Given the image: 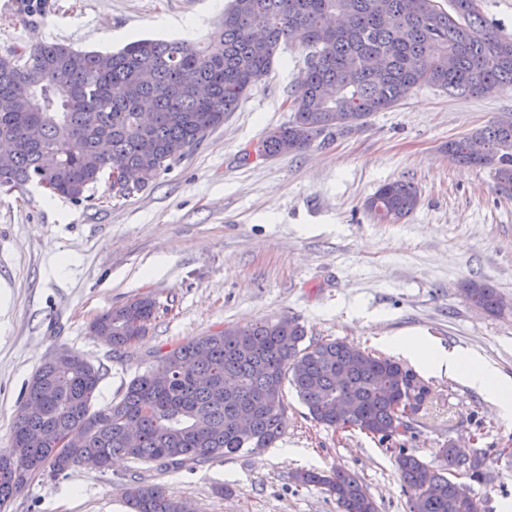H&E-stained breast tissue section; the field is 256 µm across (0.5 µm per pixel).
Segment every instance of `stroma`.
<instances>
[{"label": "stroma", "mask_w": 512, "mask_h": 512, "mask_svg": "<svg viewBox=\"0 0 512 512\" xmlns=\"http://www.w3.org/2000/svg\"><path fill=\"white\" fill-rule=\"evenodd\" d=\"M228 3L57 0L43 22L25 26L15 0H0V55L44 42L100 51L136 38L206 42ZM304 57L290 42L222 126L129 198H112L104 183L82 203L33 186L0 190V449L28 381L53 353L73 350L102 368V406L153 351L263 318L296 316L309 337L397 361L386 338L418 334L467 349L512 380V196L489 170L460 166L446 149L512 113V89L452 97L420 87L325 145L244 160L287 121ZM393 180L412 182L420 204L401 223H376L364 202ZM467 279L497 288L506 310L473 306L460 288ZM143 295L159 306L143 341L116 351L91 335L98 314ZM423 380L431 397L404 447L435 465L450 442L467 457L484 449L471 492L481 512H512V419L462 378ZM285 401L276 447L177 472L118 457L103 473L78 466L64 477L37 475L5 512H129L123 491L135 473L193 512H338L332 498L291 479L334 467L357 474L379 512H408L394 452L360 431L316 423L293 390Z\"/></svg>", "instance_id": "1"}]
</instances>
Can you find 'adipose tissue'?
<instances>
[{"label":"adipose tissue","instance_id":"ef3b65f1","mask_svg":"<svg viewBox=\"0 0 512 512\" xmlns=\"http://www.w3.org/2000/svg\"><path fill=\"white\" fill-rule=\"evenodd\" d=\"M387 343L428 373L462 377L470 387L487 394L498 405L502 417H512V382L500 378L492 367L478 361L469 351L448 352L418 335L393 336Z\"/></svg>","mask_w":512,"mask_h":512}]
</instances>
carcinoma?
I'll return each mask as SVG.
<instances>
[{"instance_id": "1", "label": "carcinoma", "mask_w": 512, "mask_h": 512, "mask_svg": "<svg viewBox=\"0 0 512 512\" xmlns=\"http://www.w3.org/2000/svg\"><path fill=\"white\" fill-rule=\"evenodd\" d=\"M21 20L45 17L49 0H16ZM231 0L218 40L203 46L181 39L133 40L116 52L79 50L63 43L16 49L0 56V188L34 183L79 202L115 167L144 176L141 187L224 124L241 100L271 73L278 50L297 40L307 50L305 81L291 94L288 122L269 129L254 146L265 158L301 153L350 133L376 112L388 110L420 85L459 96H484L512 88V37L490 28L476 0ZM152 121L143 125L140 112ZM486 150L473 155L468 137ZM448 141V153L465 167L490 170L499 190L512 195V118H498ZM419 205L417 188L393 180L364 202L379 223H396ZM466 298L499 312L498 291L468 279ZM150 296L108 309L92 333L110 338L117 351L140 342L156 318ZM102 368L67 352L44 362L31 377L17 413L9 448L35 464L33 474L58 476L79 461L124 455L163 471L194 468L217 457L276 447L283 435L290 384L309 416L331 428L358 429L383 442L405 436L430 388L414 372L340 339H309L297 317L228 324L184 344L152 352L151 362L119 399L95 407ZM352 401L336 414L333 401ZM412 397L410 414L395 407ZM252 429L240 433L236 415ZM73 429L81 445L59 448ZM484 453L471 458L451 445L431 465L404 448L396 465L408 512H479L470 488L455 481L482 478ZM292 479L336 501L339 512H378L368 489L344 469L298 470ZM30 477L0 463V507ZM130 512H182L181 502L158 484L135 476L126 485Z\"/></svg>"}]
</instances>
